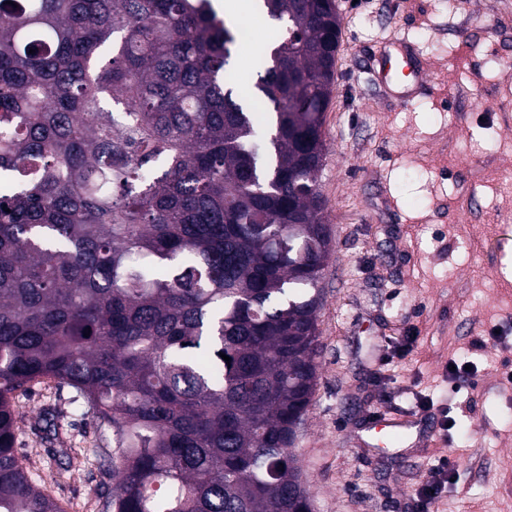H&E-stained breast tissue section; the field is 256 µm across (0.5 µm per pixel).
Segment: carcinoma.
I'll use <instances>...</instances> for the list:
<instances>
[{"instance_id":"obj_1","label":"carcinoma","mask_w":512,"mask_h":512,"mask_svg":"<svg viewBox=\"0 0 512 512\" xmlns=\"http://www.w3.org/2000/svg\"><path fill=\"white\" fill-rule=\"evenodd\" d=\"M0 0V512H63L16 444L47 379L112 430L101 512H312L335 0H261L253 103L210 0ZM35 53H29V50ZM231 358L227 362L220 357ZM241 19V23L245 22V24H249L252 27V29L247 25L242 27L241 40L243 42H251L253 35L257 45H270L276 39L280 24L267 15L263 19L257 15H243Z\"/></svg>"}]
</instances>
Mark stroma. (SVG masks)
<instances>
[{"instance_id": "35a3bbf8", "label": "stroma", "mask_w": 512, "mask_h": 512, "mask_svg": "<svg viewBox=\"0 0 512 512\" xmlns=\"http://www.w3.org/2000/svg\"><path fill=\"white\" fill-rule=\"evenodd\" d=\"M341 36L325 114L320 192L332 238L319 314L318 384L294 452L314 512H411L439 458L455 478L440 512H512V0H336ZM414 43L426 71L408 97L369 62ZM484 337L485 350L471 342ZM411 349L398 356L403 343ZM473 375L453 382L448 363ZM49 380L18 394L16 446L65 512H99L109 457L59 470L50 448L99 443ZM428 396L450 430L378 443L373 416L402 420ZM58 418L47 445L33 428Z\"/></svg>"}]
</instances>
